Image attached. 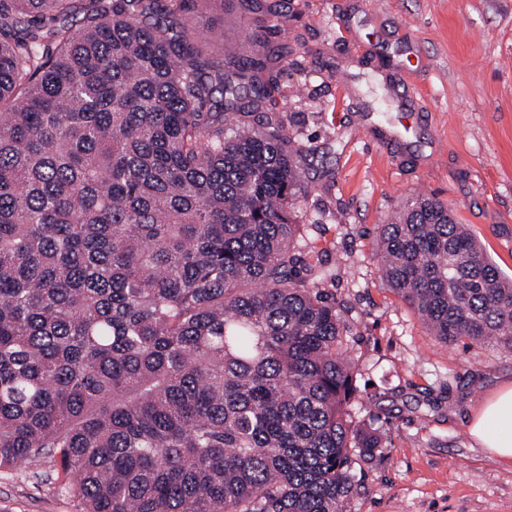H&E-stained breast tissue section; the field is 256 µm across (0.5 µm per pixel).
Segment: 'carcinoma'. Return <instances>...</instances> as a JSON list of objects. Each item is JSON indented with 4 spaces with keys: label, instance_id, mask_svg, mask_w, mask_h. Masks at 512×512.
I'll return each mask as SVG.
<instances>
[{
    "label": "carcinoma",
    "instance_id": "1",
    "mask_svg": "<svg viewBox=\"0 0 512 512\" xmlns=\"http://www.w3.org/2000/svg\"><path fill=\"white\" fill-rule=\"evenodd\" d=\"M189 2L0 0V471L48 462L83 512H345L387 437L295 253L302 150L229 125L272 56L213 53ZM375 258L438 340L512 351V280L447 205Z\"/></svg>",
    "mask_w": 512,
    "mask_h": 512
}]
</instances>
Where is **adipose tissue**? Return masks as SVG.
<instances>
[{"instance_id":"ef3b65f1","label":"adipose tissue","mask_w":512,"mask_h":512,"mask_svg":"<svg viewBox=\"0 0 512 512\" xmlns=\"http://www.w3.org/2000/svg\"><path fill=\"white\" fill-rule=\"evenodd\" d=\"M470 433L481 447L512 461V386L501 389L475 410Z\"/></svg>"}]
</instances>
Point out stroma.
Returning <instances> with one entry per match:
<instances>
[{
	"label": "stroma",
	"mask_w": 512,
	"mask_h": 512,
	"mask_svg": "<svg viewBox=\"0 0 512 512\" xmlns=\"http://www.w3.org/2000/svg\"><path fill=\"white\" fill-rule=\"evenodd\" d=\"M277 58L263 111L303 150L297 254L327 255L355 327L357 418L388 437L346 512H512V465L474 441L478 405L512 384V353L439 342L389 287L377 227L410 196L452 209L512 277V0H224L203 31ZM49 468L0 473V512H82L47 495Z\"/></svg>",
	"instance_id": "obj_1"
}]
</instances>
